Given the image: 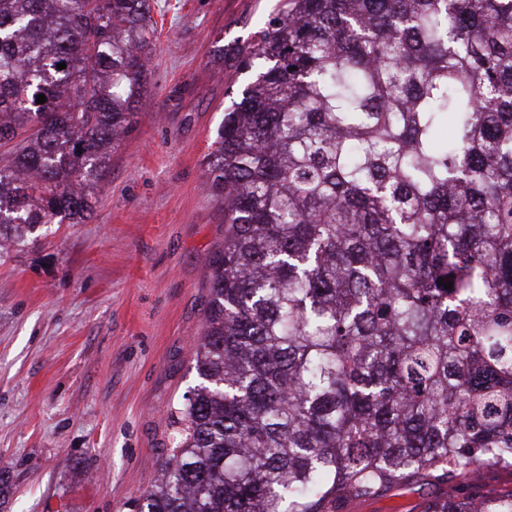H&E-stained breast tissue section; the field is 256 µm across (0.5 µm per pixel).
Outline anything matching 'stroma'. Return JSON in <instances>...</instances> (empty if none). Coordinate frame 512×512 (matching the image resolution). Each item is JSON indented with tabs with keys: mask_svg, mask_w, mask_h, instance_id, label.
I'll use <instances>...</instances> for the list:
<instances>
[{
	"mask_svg": "<svg viewBox=\"0 0 512 512\" xmlns=\"http://www.w3.org/2000/svg\"><path fill=\"white\" fill-rule=\"evenodd\" d=\"M278 0H152L150 76L82 224L0 249V512H132L179 440L224 210L205 161ZM426 480L343 512H423Z\"/></svg>",
	"mask_w": 512,
	"mask_h": 512,
	"instance_id": "obj_1",
	"label": "stroma"
}]
</instances>
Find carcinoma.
I'll use <instances>...</instances> for the list:
<instances>
[{
	"instance_id": "cac0c4a2",
	"label": "carcinoma",
	"mask_w": 512,
	"mask_h": 512,
	"mask_svg": "<svg viewBox=\"0 0 512 512\" xmlns=\"http://www.w3.org/2000/svg\"><path fill=\"white\" fill-rule=\"evenodd\" d=\"M155 35L151 0H0L1 242L90 217ZM257 63L206 161L199 383L136 512H340L417 474L459 490L424 512H512L477 482L512 466V0H284Z\"/></svg>"
}]
</instances>
